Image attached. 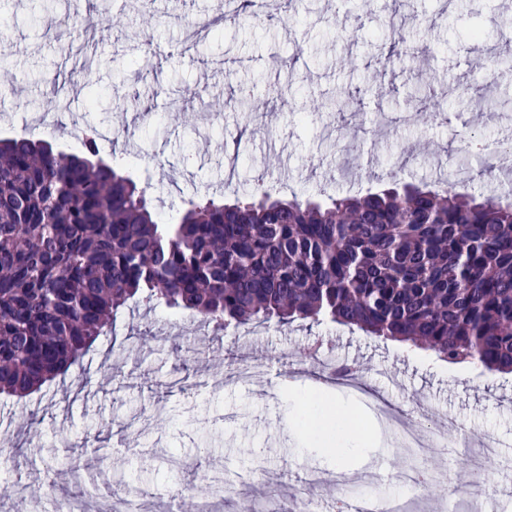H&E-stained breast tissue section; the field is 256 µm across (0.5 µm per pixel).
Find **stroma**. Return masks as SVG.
I'll list each match as a JSON object with an SVG mask.
<instances>
[{
	"mask_svg": "<svg viewBox=\"0 0 512 512\" xmlns=\"http://www.w3.org/2000/svg\"><path fill=\"white\" fill-rule=\"evenodd\" d=\"M42 0H0V32L12 50L0 69L12 98L0 103V138L26 132L59 150L78 152V132L108 127L101 156L132 152L128 175L144 188L165 223H177L191 197L250 195L266 177L286 199L325 201L386 187L389 172L433 184L434 161L470 160L469 193L487 178L469 157L472 139L489 149L512 129V112L495 107L512 96V44L502 34L512 18L505 0H298L272 9L255 0L254 16L227 21L196 41L186 19L204 23L224 11L222 0H57L58 14L80 12L103 22L106 37L45 28ZM405 55L385 62L392 39ZM500 72L497 84L473 79L476 65ZM72 75L67 112L44 114L50 77ZM283 100L264 92L273 83ZM429 87L433 112L423 114L415 86ZM161 95H154V88ZM139 91L143 111L119 112L115 99ZM97 95L99 110L88 108ZM349 97L344 115L330 112ZM185 329L194 354L187 388L166 381L178 358L166 331ZM153 333L140 344V332ZM360 370V389L324 380L320 360ZM332 415L379 439L369 460H326L306 436L296 403L308 388ZM401 411L420 403L431 431H448L447 456L421 461L405 453L397 432L373 409L377 398ZM457 428H449V420ZM492 433L482 465L495 482L502 512H512V375L456 367L432 352L383 342L329 321H269L202 336L184 314L165 305L119 314L81 367L23 400L0 397V477H24L53 462L58 489L103 493L108 464L98 449L126 462L124 490L150 499L156 512H179L171 488L210 479L222 484L217 512L263 501L283 512L306 471L332 480L348 471L345 499L356 489L396 493L394 473L428 465L455 480L470 446L464 434ZM277 471L280 483L249 481Z\"/></svg>",
	"mask_w": 512,
	"mask_h": 512,
	"instance_id": "obj_1",
	"label": "stroma"
}]
</instances>
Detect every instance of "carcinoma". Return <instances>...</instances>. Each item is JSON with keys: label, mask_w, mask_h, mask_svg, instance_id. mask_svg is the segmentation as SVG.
Listing matches in <instances>:
<instances>
[{"label": "carcinoma", "mask_w": 512, "mask_h": 512, "mask_svg": "<svg viewBox=\"0 0 512 512\" xmlns=\"http://www.w3.org/2000/svg\"><path fill=\"white\" fill-rule=\"evenodd\" d=\"M96 136L65 155L24 133L0 139V396L66 374L133 301L218 332L276 318L329 320L512 373V202L448 181L329 206L186 201L156 215ZM50 497L49 471L32 481Z\"/></svg>", "instance_id": "obj_1"}]
</instances>
